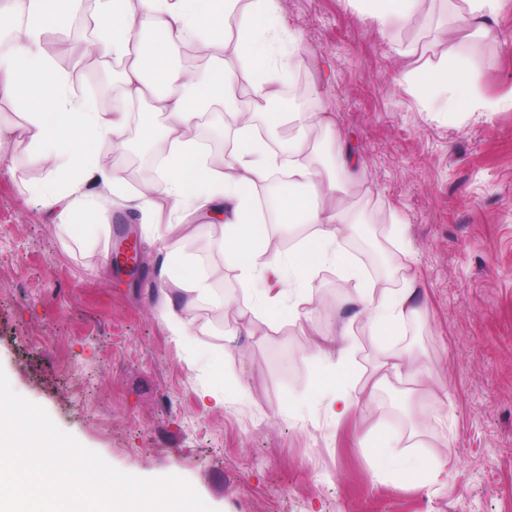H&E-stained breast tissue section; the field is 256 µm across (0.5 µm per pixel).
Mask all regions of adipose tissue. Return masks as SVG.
<instances>
[{
    "label": "adipose tissue",
    "mask_w": 512,
    "mask_h": 512,
    "mask_svg": "<svg viewBox=\"0 0 512 512\" xmlns=\"http://www.w3.org/2000/svg\"><path fill=\"white\" fill-rule=\"evenodd\" d=\"M135 0H95L93 13L94 52L106 51L124 64L123 97L133 104L150 98L154 109L165 115L166 123L156 144L164 155L159 177L149 182L138 195L143 221L167 223L177 238L159 270L164 295H178L183 307L167 305L164 317L173 336L190 343L196 320L192 311L197 302L210 300L214 275L199 271L185 252L187 244L199 235L194 219L206 213L222 223L219 240L240 279L252 285L253 301L239 310L240 319L274 322L279 307H287L295 325H302L305 313L302 297L314 289L310 275L312 262L342 268L350 287L345 301L353 313L351 322L382 348L375 371L377 386L433 383L437 375L420 356L406 350L389 351L388 339L398 335L416 310L419 290L414 280L403 287L378 290L362 269L346 257L345 243L357 232V221L350 208L324 207L322 201L335 192L350 193L357 184V162L342 137L333 135V123L322 119L329 137L321 158L308 152L305 140L288 147L287 158H280L256 131L254 115L239 105L234 71L223 59H213L200 71H174L168 66L172 53L186 44L210 51L222 43L228 28H235L234 53L256 74L252 86L255 97L275 98L267 71L279 54L283 37L277 25V0H136L139 11H132ZM363 21L387 27L395 21L419 24L415 14L417 0H356ZM448 39L461 31L488 37L490 22L499 0H464ZM74 0H15L25 23L17 27L24 48L20 59L0 72V93L8 95L23 111L26 149L31 160L48 166L55 189L42 195L46 208L70 215L90 211L97 198L81 191L87 180L108 187L113 196L126 195V186L113 175L108 162L87 153L83 142L89 137L122 139L130 122L129 112L100 109L93 98L72 91L69 76L60 70L44 50L46 32L63 34L70 24ZM163 29L167 41L143 44L138 29L143 25ZM410 84L418 97L444 100L448 111L469 112L480 107L473 77L459 60L450 58L433 70H413ZM223 104L237 126L234 131L233 161L220 167L208 163L206 154L193 135L197 118L214 104ZM287 166L293 181L288 192L279 196L273 207L278 223L310 226L311 234L289 252L288 268L295 275L294 286L268 294L259 283L264 273L279 264V254L269 251L270 232L252 189L280 166ZM390 437L372 426L364 438L381 471H395L402 479L416 481L417 467L394 465L388 450Z\"/></svg>",
    "instance_id": "1"
}]
</instances>
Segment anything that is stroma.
Segmentation results:
<instances>
[{
	"instance_id": "stroma-1",
	"label": "stroma",
	"mask_w": 512,
	"mask_h": 512,
	"mask_svg": "<svg viewBox=\"0 0 512 512\" xmlns=\"http://www.w3.org/2000/svg\"><path fill=\"white\" fill-rule=\"evenodd\" d=\"M461 0H418L420 26L363 22L354 0H279L278 20L298 40L278 99L285 112L327 114L362 164L350 195L326 206L372 216L359 238L389 254L398 279L415 275L416 314L393 350H415L434 366L445 402L423 392L374 393L343 418L336 392L310 387L323 366L313 346L337 351L351 309L340 268L316 265L305 309L309 332L280 314L236 334L234 316L199 314L192 347L176 342L162 315L158 266L171 238L106 200L94 230L73 237L43 208L45 166L30 161L25 123L0 94V369L13 389L116 469L186 480L214 512H512V0H501L496 35L439 40ZM462 57L484 106L447 111L416 98L409 71ZM312 87L305 103L288 95ZM189 247L199 268L219 272L226 301L250 296L216 239L196 218ZM145 252L138 275L116 272L112 251L125 229ZM202 365H191V358ZM224 369V402L202 399ZM382 421L422 478L380 471L361 440Z\"/></svg>"
}]
</instances>
